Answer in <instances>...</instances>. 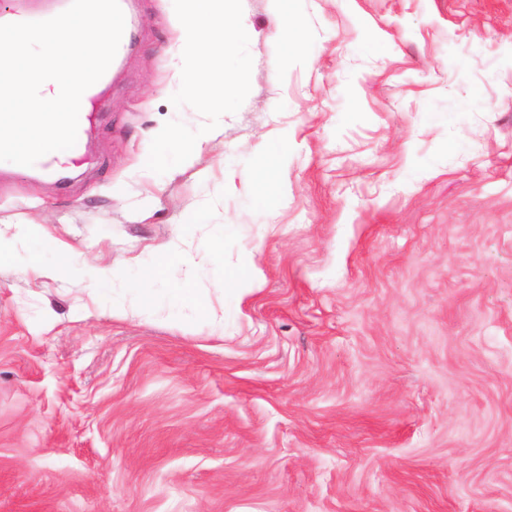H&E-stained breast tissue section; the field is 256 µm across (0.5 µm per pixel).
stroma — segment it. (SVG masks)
Returning a JSON list of instances; mask_svg holds the SVG:
<instances>
[{
    "label": "stroma",
    "instance_id": "1",
    "mask_svg": "<svg viewBox=\"0 0 512 512\" xmlns=\"http://www.w3.org/2000/svg\"><path fill=\"white\" fill-rule=\"evenodd\" d=\"M129 6L71 182L0 166V512H512V0H231L206 100ZM202 138L203 134L199 136L195 143H189L173 134L167 136L153 155L154 164H171L178 161L193 149L198 148ZM256 274L257 270L250 259L238 271L225 275L224 288L225 290H231L238 300H242L243 296L252 289Z\"/></svg>",
    "mask_w": 512,
    "mask_h": 512
}]
</instances>
